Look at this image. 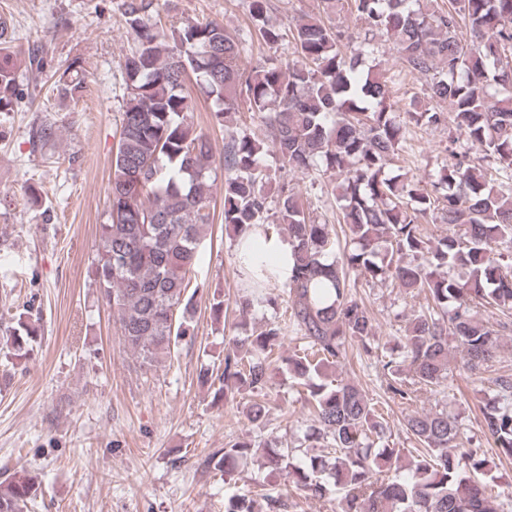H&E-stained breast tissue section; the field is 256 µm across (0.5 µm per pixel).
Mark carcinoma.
<instances>
[{
  "label": "carcinoma",
  "mask_w": 512,
  "mask_h": 512,
  "mask_svg": "<svg viewBox=\"0 0 512 512\" xmlns=\"http://www.w3.org/2000/svg\"><path fill=\"white\" fill-rule=\"evenodd\" d=\"M364 32L356 44L316 16H303L286 33L268 15V0H249L257 39L273 47L290 36L297 57L249 71L238 65L242 42L217 21H185L170 28L150 24L155 0H120L118 9L134 34L136 50L125 57L127 95L112 156L108 221L98 227L91 276L129 351L151 365L171 355L173 341L194 334V295L188 294L199 250L215 219L211 142L195 126L184 92L189 74L211 98L212 119L243 106L261 118L262 134L226 130L223 212L237 236L281 227L293 267L282 283L287 319L233 340L216 375L214 398L236 400L269 382L270 355L286 336L303 341L279 360L306 389L314 425L306 438L327 449L261 450L238 441L215 451L207 465L229 476L238 461L262 452L272 471L286 470L297 488L323 498L335 492L340 512H496L486 493L487 460L468 447L458 417L446 410L404 418L403 429L419 444L408 457L387 443L391 433L354 381L329 373L345 364L348 349L378 353L376 323L352 288L357 280L391 281L428 306L382 354L386 389L404 404L420 389L437 391L448 371L449 342L463 369L478 376L499 352L501 322L478 315L487 304L512 310V189L495 185L488 169L457 151L464 141L512 172V0H351ZM0 28V112L11 110L15 67ZM385 35L401 64L428 77L427 95L447 111L411 101L401 120L388 103L383 75L363 70L374 54V36ZM448 126V160L431 189L401 182L386 170L406 134V122ZM273 148L275 167L264 157ZM336 183L338 223L348 227L351 248L339 245L331 224L316 222L276 172ZM460 227L438 241L421 222ZM466 270L454 278L446 269ZM34 327L18 317L0 339L20 360L36 341ZM492 393L482 427L499 453L512 457V374L484 379ZM270 408L254 400L249 423H264ZM36 477L22 469L0 480V512H30ZM281 493L235 494L224 512H290Z\"/></svg>",
  "instance_id": "1"
}]
</instances>
